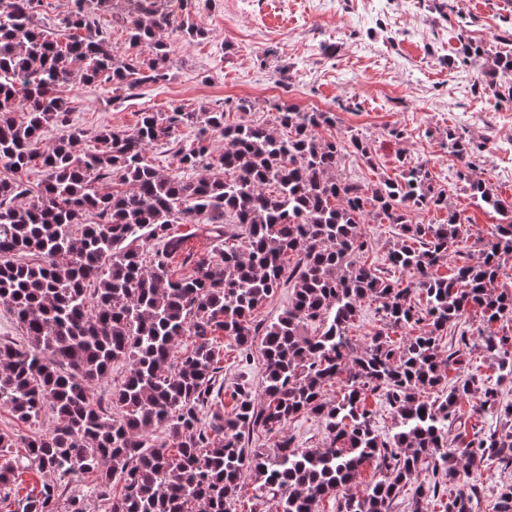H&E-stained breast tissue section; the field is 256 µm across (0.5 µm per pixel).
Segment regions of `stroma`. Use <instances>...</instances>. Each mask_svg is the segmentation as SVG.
Returning a JSON list of instances; mask_svg holds the SVG:
<instances>
[{
	"label": "stroma",
	"mask_w": 512,
	"mask_h": 512,
	"mask_svg": "<svg viewBox=\"0 0 512 512\" xmlns=\"http://www.w3.org/2000/svg\"><path fill=\"white\" fill-rule=\"evenodd\" d=\"M189 19L208 36L189 42L166 34L167 81L131 97L104 82L75 86L69 126L87 132L77 152L98 149L94 135L100 128H134L146 110L190 112L207 106L230 112L246 98L257 121L271 119L268 105L273 101L332 112L336 124L330 133L343 146L342 175L358 181L397 177L402 162H429L449 202L475 229L461 252L479 260L500 217L471 199L457 176L459 164L448 153L447 134L454 128L485 143L474 175L511 199L512 101L497 100L481 71L462 64L452 68L448 60L464 38L496 51L512 50V0H196ZM394 128L403 130V138L391 136ZM354 135L370 141L373 166L355 157ZM193 138L192 129L179 128L172 142L151 145L146 157L162 174L190 178L176 150ZM458 327L467 331L469 346L461 362L447 366L449 377L475 376L512 401V379L501 376L496 359L483 348L488 334L512 336V322L487 328L471 309ZM212 338L220 354L225 406H232L231 394L241 381L260 394L265 377L260 346H253L243 364L222 331ZM284 437L301 448H319L327 432L318 416L304 413L281 429L255 431L249 445L271 448ZM432 480L429 464L420 463L392 512H444L439 500L416 495L419 486ZM463 484L476 488L472 512H494L499 490L512 484V468L462 462L446 483L448 494Z\"/></svg>",
	"instance_id": "obj_1"
}]
</instances>
